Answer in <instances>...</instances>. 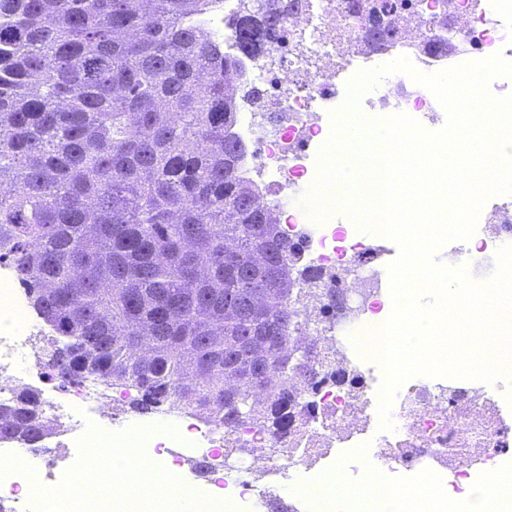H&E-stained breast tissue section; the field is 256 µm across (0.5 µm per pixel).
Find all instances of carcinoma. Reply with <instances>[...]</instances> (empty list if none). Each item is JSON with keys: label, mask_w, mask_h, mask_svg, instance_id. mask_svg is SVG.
<instances>
[{"label": "carcinoma", "mask_w": 512, "mask_h": 512, "mask_svg": "<svg viewBox=\"0 0 512 512\" xmlns=\"http://www.w3.org/2000/svg\"><path fill=\"white\" fill-rule=\"evenodd\" d=\"M304 0L238 20L241 53L277 42ZM210 0H0V264L50 328L47 364L137 389L133 406L279 431L296 406L285 353L302 243L241 180L238 59L199 17ZM383 19L364 46H387ZM267 372L264 385L251 382ZM33 392L0 439L45 436Z\"/></svg>", "instance_id": "carcinoma-1"}]
</instances>
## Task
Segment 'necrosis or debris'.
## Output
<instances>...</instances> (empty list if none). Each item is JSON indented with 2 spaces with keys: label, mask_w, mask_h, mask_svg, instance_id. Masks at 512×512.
Returning <instances> with one entry per match:
<instances>
[{
  "label": "necrosis or debris",
  "mask_w": 512,
  "mask_h": 512,
  "mask_svg": "<svg viewBox=\"0 0 512 512\" xmlns=\"http://www.w3.org/2000/svg\"><path fill=\"white\" fill-rule=\"evenodd\" d=\"M413 2L411 12L394 16L404 33L392 47L395 56L408 57L419 71L432 74L497 54L512 61V0H485L481 7L474 0ZM449 13L462 23L445 31L441 22ZM366 27V16L348 12L342 0H308L305 9L289 14L283 42L262 57L241 58L237 87L262 80L268 102L258 107L238 97L232 127L245 146L240 177L262 186L282 236L306 237L315 245L314 253L303 254L301 261L318 268L319 276L298 277L289 304L299 314L301 335L323 339L332 366L345 371L351 384L325 379L313 391L300 386L293 417L280 432L255 421L227 426L185 413L150 431L125 414L134 391L114 389L101 378L89 377L66 396L39 400L55 444L27 446L15 462L0 467V512H29L32 473H41L51 486L60 481L56 453L71 440L77 416L113 454L139 449L173 476H181L195 458L207 460L206 486L194 494L212 512H266L276 503L289 470L317 482L322 475L313 466L327 457L352 480L361 476L368 461L393 485L427 475L430 489L404 502L402 509L438 512L445 504L462 503L476 484L470 459H482L489 471L512 459V416L495 403L494 393L502 388L497 378L485 386L467 387L459 378L438 382L428 376L411 377L392 397L394 430L380 429V391L365 386L364 379L377 363L367 340L378 330L372 316L383 307L381 286L388 273L365 239L344 226L289 212L285 204L287 195L316 178L307 151L313 140L331 135V114L348 95L332 76L341 64L364 55ZM365 105L384 117L408 114L427 130L444 119L433 93L402 73L381 76L366 93ZM500 224H512V200L476 225L470 238L449 241L448 266L466 267L474 281L485 282L498 250L512 244L497 232ZM338 291L351 297V305L321 318V310ZM1 307L7 308L9 317L0 327V400H8L48 383L51 376L26 301L12 270L2 265Z\"/></svg>",
  "instance_id": "1"
}]
</instances>
